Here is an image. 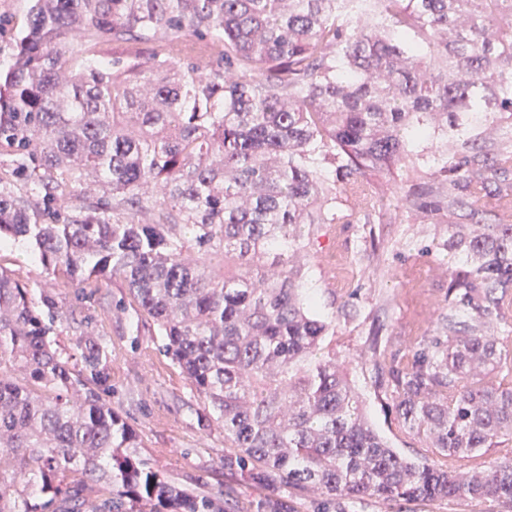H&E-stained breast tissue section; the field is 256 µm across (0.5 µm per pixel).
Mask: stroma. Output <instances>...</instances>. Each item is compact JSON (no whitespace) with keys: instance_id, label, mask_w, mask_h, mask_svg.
Masks as SVG:
<instances>
[{"instance_id":"stroma-1","label":"stroma","mask_w":512,"mask_h":512,"mask_svg":"<svg viewBox=\"0 0 512 512\" xmlns=\"http://www.w3.org/2000/svg\"><path fill=\"white\" fill-rule=\"evenodd\" d=\"M29 0H0V70H6L15 37L27 19ZM394 223L327 224L313 249L310 280L335 333L323 352L343 366L374 428L402 457H431V449L399 422L390 391L379 388L371 355L384 350L405 364L411 349L432 334L448 313V235L442 224L413 221L397 183L383 188ZM37 290L50 293L63 313L53 346L77 364L76 340L90 333L107 355L112 390L106 402L136 433L142 453L172 481L234 499L255 512L263 498L287 500L294 512H314L312 496L285 485L261 488L224 466V429L207 411L179 368L160 352L157 324L132 305L124 283L99 280L78 289L58 284L31 245L0 259Z\"/></svg>"}]
</instances>
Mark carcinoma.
I'll return each mask as SVG.
<instances>
[{
	"instance_id": "1",
	"label": "carcinoma",
	"mask_w": 512,
	"mask_h": 512,
	"mask_svg": "<svg viewBox=\"0 0 512 512\" xmlns=\"http://www.w3.org/2000/svg\"><path fill=\"white\" fill-rule=\"evenodd\" d=\"M394 177L447 218L448 316L404 367L373 351L375 383L434 460L373 429L305 286L315 230L382 220ZM12 241L67 286L126 283L247 480L321 512L512 504V455L453 467L512 443V382L490 380L512 373V0H30L0 72ZM58 317L0 266V512H244L151 466L99 340L70 367ZM509 447H500V448H490L485 452V449H483L481 452L478 453L479 456L465 459L463 461H460L456 464L461 470H471L472 468L476 467H487L490 466L494 461L501 458L502 456H505L509 453ZM382 501L376 498H364L349 501L346 504L348 512H405V509L415 512H486L489 503L478 501L465 502H430V503H403ZM400 506L402 509H400Z\"/></svg>"
}]
</instances>
